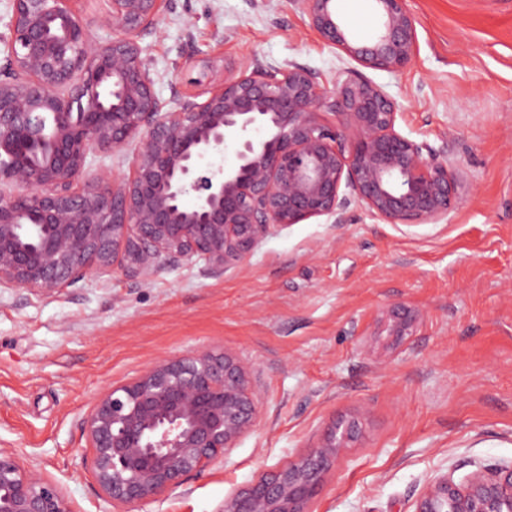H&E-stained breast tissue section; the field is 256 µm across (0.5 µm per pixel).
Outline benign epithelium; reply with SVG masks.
I'll return each instance as SVG.
<instances>
[{
  "instance_id": "1",
  "label": "benign epithelium",
  "mask_w": 512,
  "mask_h": 512,
  "mask_svg": "<svg viewBox=\"0 0 512 512\" xmlns=\"http://www.w3.org/2000/svg\"><path fill=\"white\" fill-rule=\"evenodd\" d=\"M0 79V287L51 295L128 266L144 281L168 263L211 276L249 255L273 226L347 223L351 206L391 224L439 222L458 206L448 161L397 130L398 106L354 69L328 87L309 69L229 65L222 84L162 101L140 44L165 0H109L112 40L93 43L74 0H11ZM348 60L398 71L418 51L407 0H371L360 43L337 0H290ZM324 109L340 127L317 121ZM261 129L264 136L250 135ZM355 133L348 142L347 131ZM236 146L230 167L208 159ZM134 147L132 175L81 183L96 151ZM192 195L188 206L184 198ZM408 336L419 313L389 310ZM261 410L247 365L226 352L163 359L94 403L83 420L93 474L113 512L154 502L224 458ZM360 419L334 423L294 461L225 498L223 512H312ZM0 512H72L54 481L0 449ZM412 512H512V463L432 479Z\"/></svg>"
}]
</instances>
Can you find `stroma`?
I'll return each mask as SVG.
<instances>
[{"label":"stroma","mask_w":512,"mask_h":512,"mask_svg":"<svg viewBox=\"0 0 512 512\" xmlns=\"http://www.w3.org/2000/svg\"><path fill=\"white\" fill-rule=\"evenodd\" d=\"M409 6L418 55L365 75L397 102L399 130L458 172L447 218L404 226L354 206L344 224L273 228L219 276L197 262L148 282L117 268L53 295L0 288V449L57 482L74 512H109L81 427L96 399L203 350L248 365L261 423L138 512H220L342 417L361 416L363 436L315 512H411L434 477L512 461V0ZM141 44L165 101L255 58L329 86L350 66L289 0H167ZM189 54L196 69L180 70ZM395 305L422 313L401 340Z\"/></svg>","instance_id":"1"}]
</instances>
